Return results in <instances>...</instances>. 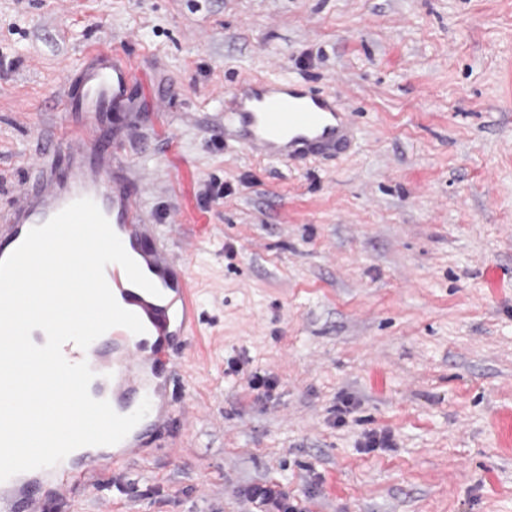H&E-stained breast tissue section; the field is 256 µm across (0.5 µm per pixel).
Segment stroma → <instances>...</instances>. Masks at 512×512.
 Instances as JSON below:
<instances>
[{
    "mask_svg": "<svg viewBox=\"0 0 512 512\" xmlns=\"http://www.w3.org/2000/svg\"><path fill=\"white\" fill-rule=\"evenodd\" d=\"M105 40L151 104L103 128L207 339L114 512H258L267 482L307 512H512V0H0L1 214L61 167L38 138ZM275 78L334 95L352 147L238 143L225 89Z\"/></svg>",
    "mask_w": 512,
    "mask_h": 512,
    "instance_id": "35a3bbf8",
    "label": "stroma"
}]
</instances>
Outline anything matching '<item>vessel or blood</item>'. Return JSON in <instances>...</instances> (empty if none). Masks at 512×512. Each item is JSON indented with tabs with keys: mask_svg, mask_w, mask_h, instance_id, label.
<instances>
[{
	"mask_svg": "<svg viewBox=\"0 0 512 512\" xmlns=\"http://www.w3.org/2000/svg\"><path fill=\"white\" fill-rule=\"evenodd\" d=\"M141 85L132 61L109 47L86 56L60 100L68 123L38 145L44 154L56 143H65L64 165L50 183L33 181L10 228L0 233L2 260L23 242L31 228L44 224L73 201L89 198L107 217L124 248L141 252L148 269L163 279L168 293L156 297L132 284L120 265L105 269L106 282L114 296L122 299L124 309L150 324L151 339L115 327L88 349L71 342L62 348L69 362L89 364L94 373L91 396L108 401L121 415L132 413L142 399H156L166 389L165 371L176 362L191 360L187 347L196 322L185 259L147 246V226L140 215L138 197L126 184L117 147L95 142L92 135V122L132 112ZM224 125L257 154L296 162L343 152L351 147L355 131L350 112L333 95L303 90L288 80L263 85L245 82L226 89ZM113 463L111 454L100 452L85 459L80 470L59 463L47 473L71 488L78 486L85 474H94L100 480L99 491L105 493L109 487L104 479ZM40 483L37 476L24 484L15 476L0 482V512H15L20 502L26 512H46L44 498L31 492Z\"/></svg>",
	"mask_w": 512,
	"mask_h": 512,
	"instance_id": "1",
	"label": "vessel or blood"
}]
</instances>
